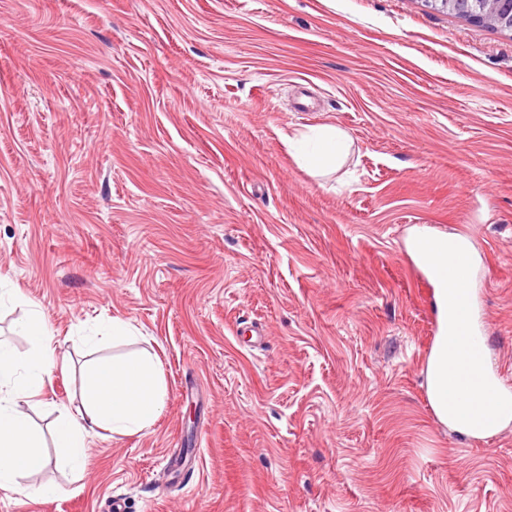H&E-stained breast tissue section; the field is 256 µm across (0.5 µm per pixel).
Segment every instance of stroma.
<instances>
[{"mask_svg": "<svg viewBox=\"0 0 512 512\" xmlns=\"http://www.w3.org/2000/svg\"><path fill=\"white\" fill-rule=\"evenodd\" d=\"M320 125L352 139L323 177L288 151ZM419 226L469 238L512 379V34L423 0H0V339L26 357L35 304L69 358L19 407L78 413L116 318L167 387L0 512H512V420L428 404Z\"/></svg>", "mask_w": 512, "mask_h": 512, "instance_id": "stroma-1", "label": "stroma"}]
</instances>
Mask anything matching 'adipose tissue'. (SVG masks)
Wrapping results in <instances>:
<instances>
[{"mask_svg":"<svg viewBox=\"0 0 512 512\" xmlns=\"http://www.w3.org/2000/svg\"><path fill=\"white\" fill-rule=\"evenodd\" d=\"M295 143L296 161L315 176L340 166L350 148L346 131L333 125L311 128L297 135ZM20 329L35 345L26 359H19L9 343L0 340V487L15 486L19 477L37 475L47 467L45 439L65 450L70 469L78 476L86 466L85 439L91 431L101 428L123 434L154 424L165 405L167 388L159 361L141 352L95 361L84 376L83 414L75 417L64 409L49 430L37 428L18 402L38 396L67 358L58 353L40 308L29 310Z\"/></svg>","mask_w":512,"mask_h":512,"instance_id":"ef3b65f1","label":"adipose tissue"}]
</instances>
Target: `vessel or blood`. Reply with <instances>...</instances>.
I'll return each mask as SVG.
<instances>
[{
    "instance_id": "b4317fda",
    "label": "vessel or blood",
    "mask_w": 512,
    "mask_h": 512,
    "mask_svg": "<svg viewBox=\"0 0 512 512\" xmlns=\"http://www.w3.org/2000/svg\"><path fill=\"white\" fill-rule=\"evenodd\" d=\"M448 239L435 233L426 235L420 242L423 268L433 270L435 282L452 285L451 310L456 316H466L471 299L468 295L471 277V259L467 256H449ZM459 366H452L443 381L445 401L464 408L466 413L479 421L482 431L496 435L506 412H512V384L502 375L472 373L473 365L485 362L489 338L485 331L473 330L467 324L457 330Z\"/></svg>"
}]
</instances>
